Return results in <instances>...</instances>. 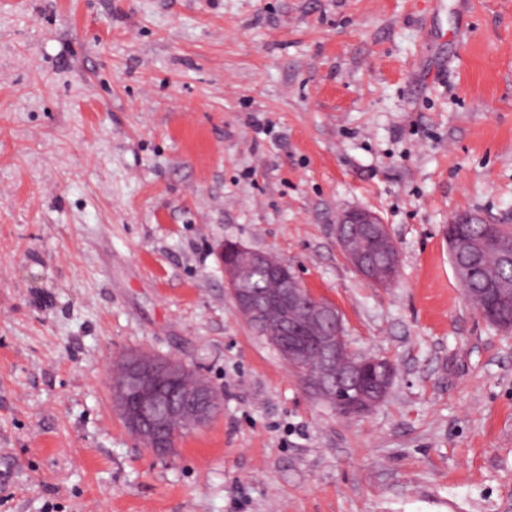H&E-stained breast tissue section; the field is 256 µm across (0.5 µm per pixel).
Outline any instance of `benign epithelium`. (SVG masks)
<instances>
[{
	"label": "benign epithelium",
	"mask_w": 512,
	"mask_h": 512,
	"mask_svg": "<svg viewBox=\"0 0 512 512\" xmlns=\"http://www.w3.org/2000/svg\"><path fill=\"white\" fill-rule=\"evenodd\" d=\"M467 223L466 216L452 220L445 229L448 240H462ZM360 237L372 238L385 254V285H391L398 267L396 247L386 225L367 208L341 211L336 219L340 250L361 276L372 280L377 265L358 249ZM225 252L232 254V259L224 262V282L238 314L257 335L271 338L279 355L305 382L314 383L315 389L343 416L367 414L383 402L395 375L394 365L380 356L353 353L335 305L314 296L291 276L288 265L267 251L229 242ZM258 272L270 285L260 295L251 288ZM487 304L500 326L507 331L512 329V297L508 289H487ZM310 344L326 353V360L315 367L305 358ZM335 357L346 361L347 370L341 375L334 371ZM124 365L125 379L111 382V391L115 408L132 436L142 439L145 425L141 411L164 404L157 415L163 434L156 441L145 443L152 453H170L183 427H201L211 419L218 392L205 378H198L189 393L171 391L163 385L167 378L182 372L179 360L131 354L124 358Z\"/></svg>",
	"instance_id": "obj_1"
}]
</instances>
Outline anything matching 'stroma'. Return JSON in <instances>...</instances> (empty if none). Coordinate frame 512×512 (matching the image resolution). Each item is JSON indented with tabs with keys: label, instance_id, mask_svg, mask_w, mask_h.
<instances>
[{
	"label": "stroma",
	"instance_id": "35a3bbf8",
	"mask_svg": "<svg viewBox=\"0 0 512 512\" xmlns=\"http://www.w3.org/2000/svg\"><path fill=\"white\" fill-rule=\"evenodd\" d=\"M375 211L371 284L336 215ZM512 225V0H0V512H512V333L452 218ZM274 253L395 366L344 417L237 314L220 247ZM131 350L220 391L159 457ZM348 224L357 226L356 233L347 230ZM360 237L372 238L378 250L386 255L387 261L382 264L384 271L378 268L379 273L375 274V278L380 281L385 278V286L391 285L398 271V267L395 265L397 250L386 225L376 213L367 208H351L341 211L336 219V239L340 250L361 276L373 281L377 265L365 254L371 252L373 246L367 239L359 240V248L365 252L362 253L356 245L357 238Z\"/></svg>",
	"mask_w": 512,
	"mask_h": 512
}]
</instances>
